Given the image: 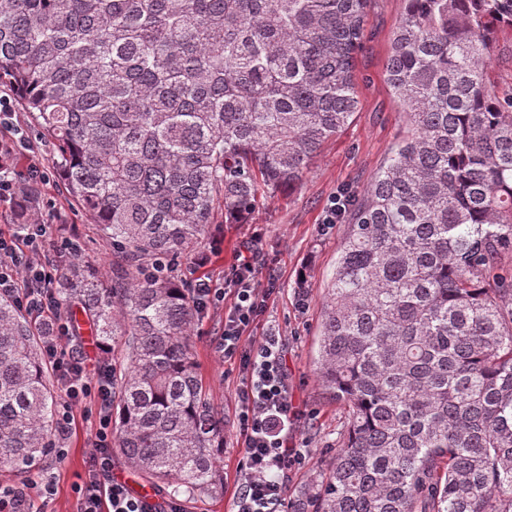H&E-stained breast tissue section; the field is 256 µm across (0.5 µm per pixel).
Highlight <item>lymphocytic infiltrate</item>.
I'll return each mask as SVG.
<instances>
[{"label": "lymphocytic infiltrate", "instance_id": "lymphocytic-infiltrate-1", "mask_svg": "<svg viewBox=\"0 0 512 512\" xmlns=\"http://www.w3.org/2000/svg\"><path fill=\"white\" fill-rule=\"evenodd\" d=\"M264 230L254 227L250 240L223 282L198 278L197 270L209 255L197 253L187 267L195 274L193 295L197 301L224 305V333L217 349L225 360L239 364L241 380L237 389L236 443L243 452L242 480L236 512H281L285 501V477L298 461L301 451L288 443V433L297 410L288 391L284 341L269 333L255 346H245L244 336L264 314L268 299L277 291L276 278L259 286L256 277L258 247ZM52 236L49 225H30L23 244L0 237V294L14 298L29 311L58 310L51 286L59 277L53 262L31 265L23 258V247L39 249ZM59 336L50 340L45 358L61 376L64 400L58 412L61 431H68L74 405L86 399L96 402L97 428L91 452V470L84 485L78 486L79 512H182L175 501L159 503L130 494L125 483L112 475V370L102 364L88 370L81 355L68 352L60 339L68 335L66 323H59ZM55 482L48 470L28 476L21 484H0V512H29L30 497L54 495Z\"/></svg>", "mask_w": 512, "mask_h": 512}]
</instances>
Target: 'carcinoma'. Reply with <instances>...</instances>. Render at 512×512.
Instances as JSON below:
<instances>
[{"instance_id":"obj_1","label":"carcinoma","mask_w":512,"mask_h":512,"mask_svg":"<svg viewBox=\"0 0 512 512\" xmlns=\"http://www.w3.org/2000/svg\"><path fill=\"white\" fill-rule=\"evenodd\" d=\"M370 0H0V80L56 143L112 245V285L58 256L54 294L112 365V436L173 494L224 492V411L197 374L190 259L224 213L292 190L354 118ZM512 0H406L385 78L408 130L361 198L315 367L348 407L288 512H512V96L486 82ZM37 322L0 296V468L60 447Z\"/></svg>"}]
</instances>
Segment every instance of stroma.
Returning <instances> with one entry per match:
<instances>
[{
    "instance_id": "stroma-1",
    "label": "stroma",
    "mask_w": 512,
    "mask_h": 512,
    "mask_svg": "<svg viewBox=\"0 0 512 512\" xmlns=\"http://www.w3.org/2000/svg\"><path fill=\"white\" fill-rule=\"evenodd\" d=\"M403 10V0H370L365 39L354 70L359 112L324 143L301 184L290 192L259 196L243 224L229 223L223 206H216L213 233L202 244L203 249L213 252L202 273L220 282L236 252L248 240L251 225H262L265 230L258 276L263 279L274 274L279 290L246 334L245 343L257 344L268 330L274 329L286 344L288 388L298 409L291 436L302 451L299 462L288 472L286 485L291 491L324 468L345 431L346 411L326 394L314 370V359L324 290L350 226L344 218L330 226L325 225L324 219L335 197L364 194L384 166L392 145L408 127L407 115L385 79L392 36ZM487 74L495 93L502 97L512 94V27L498 31ZM11 123L28 135L31 147L14 158L10 179L18 185L26 184L32 168H39L37 218L45 224L64 225L67 236L79 242L82 260L111 272L112 247L64 189L55 168L54 144L39 137L20 106H13ZM223 332V303L207 304L195 319L193 354L199 378L213 402L224 409V492L182 497L185 512H233L236 505L243 454L235 443L233 421L241 374L237 363L224 360L216 350V341ZM73 414L63 458L50 455L40 462L41 467L53 469L56 493L48 500L34 499L33 512H77L75 489L88 477L96 417L88 402L74 406Z\"/></svg>"
}]
</instances>
